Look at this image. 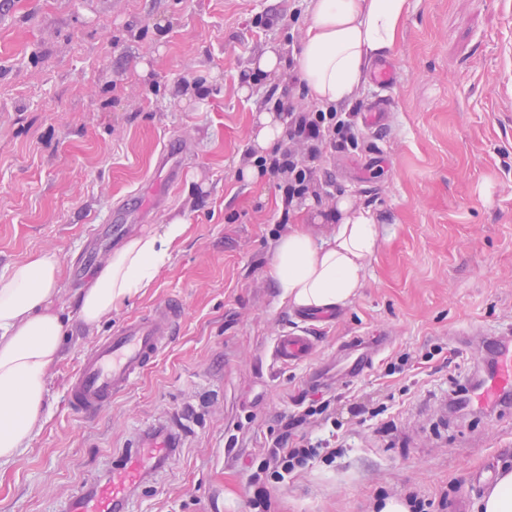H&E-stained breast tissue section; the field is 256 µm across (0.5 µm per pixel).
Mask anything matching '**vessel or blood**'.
<instances>
[{"instance_id":"1","label":"vessel or blood","mask_w":512,"mask_h":512,"mask_svg":"<svg viewBox=\"0 0 512 512\" xmlns=\"http://www.w3.org/2000/svg\"><path fill=\"white\" fill-rule=\"evenodd\" d=\"M183 320L182 304L171 298L151 311L125 321L110 336L86 352L69 386L71 408L96 415L126 393L134 381L152 368L178 336ZM318 349V339L306 329L276 336L269 348L273 364L299 365ZM512 395V343L498 348L495 368L477 396L478 404L501 401ZM153 456L126 457L112 474L86 489L73 492L60 512H132L135 492L152 467Z\"/></svg>"}]
</instances>
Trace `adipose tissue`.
<instances>
[{"label": "adipose tissue", "instance_id": "obj_1", "mask_svg": "<svg viewBox=\"0 0 512 512\" xmlns=\"http://www.w3.org/2000/svg\"><path fill=\"white\" fill-rule=\"evenodd\" d=\"M308 9L300 52L270 47L251 67L297 72L305 96L321 107L351 103L372 62L397 44L409 0H309ZM335 220L328 239L295 230L279 240L269 276L280 300L306 310L333 309L350 304L363 288L366 261L381 241L376 216L343 197ZM185 230V219L177 217L130 238L78 292L72 320L52 306L61 274L55 255H35L0 275V464L15 459L41 427L48 376L72 322L98 326L148 288Z\"/></svg>", "mask_w": 512, "mask_h": 512}]
</instances>
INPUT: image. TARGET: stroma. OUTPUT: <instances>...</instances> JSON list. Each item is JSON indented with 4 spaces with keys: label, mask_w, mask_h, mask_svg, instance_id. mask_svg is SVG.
Wrapping results in <instances>:
<instances>
[{
    "label": "stroma",
    "mask_w": 512,
    "mask_h": 512,
    "mask_svg": "<svg viewBox=\"0 0 512 512\" xmlns=\"http://www.w3.org/2000/svg\"><path fill=\"white\" fill-rule=\"evenodd\" d=\"M308 0H0V275L41 253L62 276L56 308L112 251L172 214L187 230L145 291L98 328L74 326L48 384L45 422L0 466V512H59L104 477L145 433L174 436L171 453L137 491L133 512H252L247 458L261 457L305 397L334 396L345 445L270 490L271 512H375L414 494L431 512H477L481 471L512 468V406L448 407L478 387L491 358L462 333H512V0H410L389 116L360 115L380 94L367 82L346 105L356 148L284 139L314 171V193L287 211L280 178L249 180L251 133L268 97L314 105L296 73H251L257 54L300 47ZM250 94H243L244 76ZM182 171L149 211L111 209L158 183L156 160ZM159 184V183H158ZM371 208L384 228L353 301L313 323L320 349L279 368L268 348L303 326L268 277L279 237L329 238L338 198ZM184 317L175 343L111 407L68 405V377L100 338L168 296ZM383 331L373 366L336 375L340 344ZM439 355H432V348ZM404 373L389 374L401 356ZM383 402L381 420L362 408Z\"/></svg>",
    "instance_id": "35a3bbf8"
}]
</instances>
